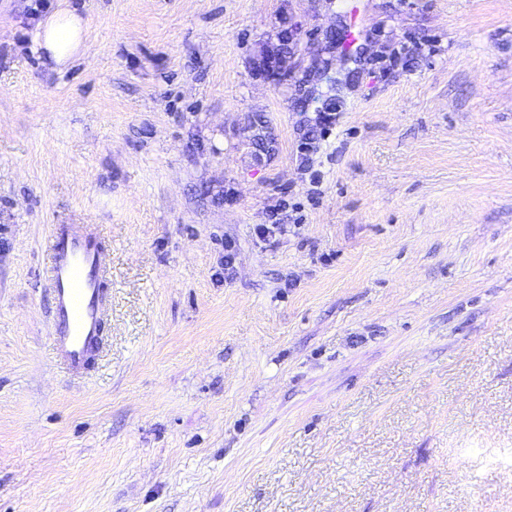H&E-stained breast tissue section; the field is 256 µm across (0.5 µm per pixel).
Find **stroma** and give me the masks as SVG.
<instances>
[{"label": "stroma", "mask_w": 512, "mask_h": 512, "mask_svg": "<svg viewBox=\"0 0 512 512\" xmlns=\"http://www.w3.org/2000/svg\"><path fill=\"white\" fill-rule=\"evenodd\" d=\"M62 6L59 69L0 0V512H512V0ZM55 224L112 273L80 378ZM87 21L68 8H59L40 23L38 47L57 65H67L85 52ZM298 31V24L288 21L256 57L254 65L267 72L262 76L265 80L280 81L288 75V57L298 51Z\"/></svg>", "instance_id": "1"}]
</instances>
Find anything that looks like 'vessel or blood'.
I'll return each mask as SVG.
<instances>
[{"label":"vessel or blood","mask_w":512,"mask_h":512,"mask_svg":"<svg viewBox=\"0 0 512 512\" xmlns=\"http://www.w3.org/2000/svg\"><path fill=\"white\" fill-rule=\"evenodd\" d=\"M52 238V339L68 373L79 376L103 346L106 266L98 235L88 225H55Z\"/></svg>","instance_id":"1"}]
</instances>
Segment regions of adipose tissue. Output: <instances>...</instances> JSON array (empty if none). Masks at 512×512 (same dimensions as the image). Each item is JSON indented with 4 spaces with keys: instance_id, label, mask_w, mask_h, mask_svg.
Segmentation results:
<instances>
[{
    "instance_id": "1",
    "label": "adipose tissue",
    "mask_w": 512,
    "mask_h": 512,
    "mask_svg": "<svg viewBox=\"0 0 512 512\" xmlns=\"http://www.w3.org/2000/svg\"><path fill=\"white\" fill-rule=\"evenodd\" d=\"M85 33V19L61 8L41 22L36 42L47 58L63 66L84 53Z\"/></svg>"
}]
</instances>
